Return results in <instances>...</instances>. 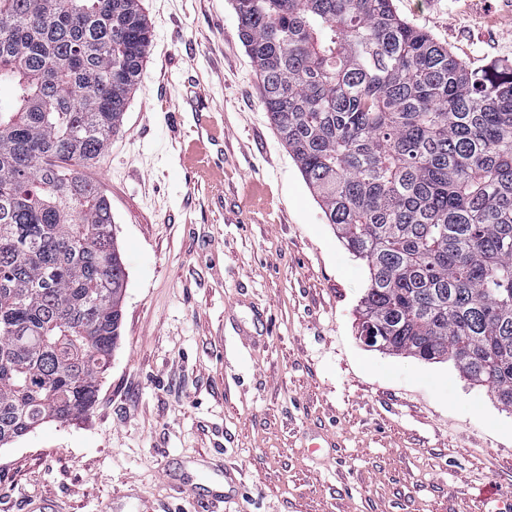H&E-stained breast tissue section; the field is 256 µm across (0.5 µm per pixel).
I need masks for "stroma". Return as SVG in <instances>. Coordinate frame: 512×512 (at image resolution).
Instances as JSON below:
<instances>
[{"mask_svg": "<svg viewBox=\"0 0 512 512\" xmlns=\"http://www.w3.org/2000/svg\"><path fill=\"white\" fill-rule=\"evenodd\" d=\"M473 68L512 0H394ZM151 43L105 158L127 270L87 415L0 447V512H481L512 493V410L452 362L366 348L364 261L262 104L232 0H141ZM328 433L332 447L303 442Z\"/></svg>", "mask_w": 512, "mask_h": 512, "instance_id": "obj_1", "label": "stroma"}]
</instances>
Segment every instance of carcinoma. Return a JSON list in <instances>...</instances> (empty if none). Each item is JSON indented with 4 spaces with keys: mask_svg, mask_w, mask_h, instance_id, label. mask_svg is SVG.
<instances>
[{
    "mask_svg": "<svg viewBox=\"0 0 512 512\" xmlns=\"http://www.w3.org/2000/svg\"><path fill=\"white\" fill-rule=\"evenodd\" d=\"M233 2L271 123L367 263L361 323L512 409V63L469 68L393 0ZM149 44L139 0H0V447L97 402L127 273L83 169Z\"/></svg>",
    "mask_w": 512,
    "mask_h": 512,
    "instance_id": "carcinoma-1",
    "label": "carcinoma"
}]
</instances>
